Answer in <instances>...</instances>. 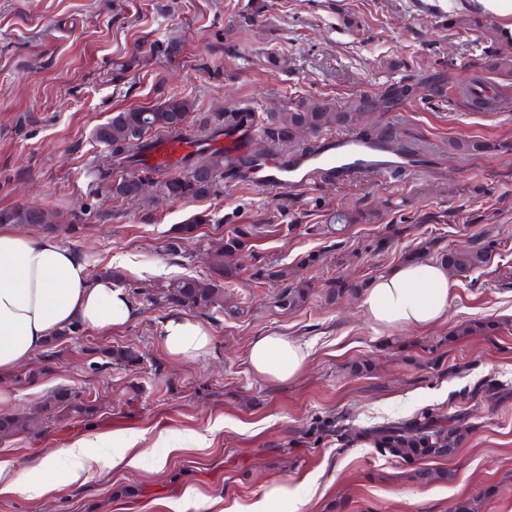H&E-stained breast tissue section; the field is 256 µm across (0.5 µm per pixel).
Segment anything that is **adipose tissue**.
I'll return each instance as SVG.
<instances>
[{
	"label": "adipose tissue",
	"instance_id": "1",
	"mask_svg": "<svg viewBox=\"0 0 512 512\" xmlns=\"http://www.w3.org/2000/svg\"><path fill=\"white\" fill-rule=\"evenodd\" d=\"M449 283L447 268L438 263L404 264L366 288L362 307L380 327L421 329L446 314ZM138 316L124 288L109 279H92L85 262L53 236L0 227V377L28 363L72 323L107 334ZM162 342L171 356L189 361L210 349L212 336L199 321L179 316L165 322ZM308 356L300 341L268 333L251 340L248 363L259 377L288 382L303 373ZM85 448L78 440L30 462L16 471L10 488L21 494L48 492L44 477L57 470L63 457L71 463L65 472L69 481L92 479Z\"/></svg>",
	"mask_w": 512,
	"mask_h": 512
}]
</instances>
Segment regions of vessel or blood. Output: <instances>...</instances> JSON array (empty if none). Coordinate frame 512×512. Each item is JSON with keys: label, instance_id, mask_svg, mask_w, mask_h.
Wrapping results in <instances>:
<instances>
[{"label": "vessel or blood", "instance_id": "obj_1", "mask_svg": "<svg viewBox=\"0 0 512 512\" xmlns=\"http://www.w3.org/2000/svg\"><path fill=\"white\" fill-rule=\"evenodd\" d=\"M259 129V121L254 118L242 130L227 135L209 138L163 135L139 155L135 167L152 172L168 171L198 151L223 154L225 163L235 164L251 155ZM407 170V164L382 145L363 141L354 133L336 132L322 135L318 151L285 154L272 164L264 160L254 163L248 170V181L266 192L285 193L303 189L321 178L343 181L368 174L391 177Z\"/></svg>", "mask_w": 512, "mask_h": 512}]
</instances>
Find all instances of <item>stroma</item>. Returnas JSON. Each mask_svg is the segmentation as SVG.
I'll use <instances>...</instances> for the list:
<instances>
[{
    "instance_id": "1",
    "label": "stroma",
    "mask_w": 512,
    "mask_h": 512,
    "mask_svg": "<svg viewBox=\"0 0 512 512\" xmlns=\"http://www.w3.org/2000/svg\"><path fill=\"white\" fill-rule=\"evenodd\" d=\"M419 2L0 0V209L26 204L77 219L79 232L56 230L58 241L90 272L112 270L146 293L205 275L209 247L234 226L260 228L224 287L225 307L238 314L203 321L213 337L205 354L169 355L161 332L170 310L144 308L110 334L87 329L61 344L48 376L29 384L20 368L0 381L10 395L0 413L38 412L59 387L93 406L46 434L0 440L1 464L16 470L84 438L98 472L83 484L50 476L43 496L1 481L0 512H178L185 502L188 512H248L261 501L268 512H452L472 497L480 512H512V110L479 112L462 99L403 103L380 120L420 147L427 164L284 195L228 180L203 199L115 201L97 172L106 149L95 128L172 94L198 112L247 103L262 114L303 97L375 94L407 75L464 82L482 74L488 46L512 56V43L449 26L450 0ZM456 140L494 149L465 153ZM351 209L370 220L335 222ZM194 218V238L169 254L176 225ZM391 224L403 233L378 248ZM484 227L493 262L451 273L448 312L429 327L381 329L366 318L362 295L326 299L333 280L372 282L422 241L462 248ZM311 252L322 262L300 266ZM271 262L311 283L301 310L275 308V287L256 275ZM462 325L472 333L457 335ZM269 332L309 346L296 379L251 371L249 342ZM128 345L140 363L102 366L105 352ZM339 414L357 431L457 414L468 435L438 463L447 479L422 484L370 442L326 432ZM102 436L134 443L142 465L112 468ZM276 486L285 495L270 497Z\"/></svg>"
}]
</instances>
